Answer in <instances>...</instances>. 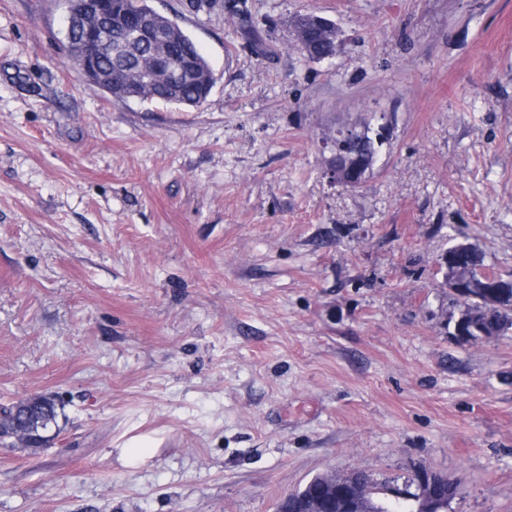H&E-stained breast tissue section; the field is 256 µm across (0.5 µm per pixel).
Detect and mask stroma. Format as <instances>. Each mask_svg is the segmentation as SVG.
Returning a JSON list of instances; mask_svg holds the SVG:
<instances>
[{
    "label": "stroma",
    "instance_id": "stroma-1",
    "mask_svg": "<svg viewBox=\"0 0 512 512\" xmlns=\"http://www.w3.org/2000/svg\"><path fill=\"white\" fill-rule=\"evenodd\" d=\"M151 4L213 69L200 106L113 101L63 0H0V405L61 406L51 446L0 447V512H275L421 468L512 512V333L451 336L437 272L465 240L512 277V0ZM375 112L390 148L331 185L322 134ZM310 24L315 28L324 31L330 36V40L333 45L330 50L322 52L318 55H314L313 58H309L313 53H318L323 46L318 43V39H311L302 45L294 40V48L298 50L304 57L309 58L312 62H321L324 60L332 59L341 50L344 44V38L341 29L330 19L317 15L315 13L304 14V22L296 24L295 35L300 36L304 29H307V25ZM155 451L152 439L140 437L128 447L121 448L119 460L125 466H136L145 462Z\"/></svg>",
    "mask_w": 512,
    "mask_h": 512
}]
</instances>
